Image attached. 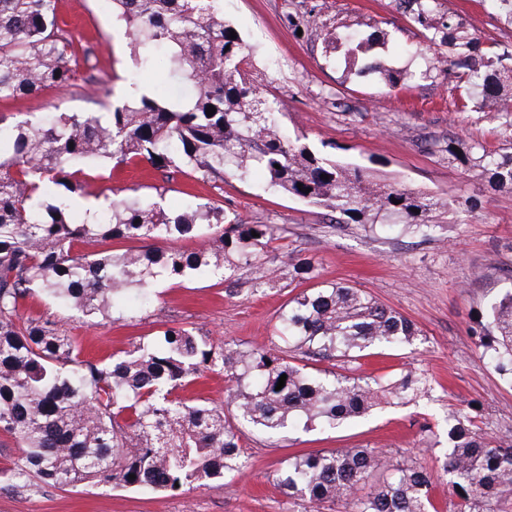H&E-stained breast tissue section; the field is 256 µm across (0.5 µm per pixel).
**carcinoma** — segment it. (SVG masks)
I'll return each mask as SVG.
<instances>
[{
	"label": "carcinoma",
	"instance_id": "carcinoma-1",
	"mask_svg": "<svg viewBox=\"0 0 512 512\" xmlns=\"http://www.w3.org/2000/svg\"><path fill=\"white\" fill-rule=\"evenodd\" d=\"M396 2L408 5L437 63L445 58L441 48L454 52L456 87L463 89L459 110L467 111L473 99L499 100L495 118L511 128L512 55L439 13L435 0ZM110 3L131 31L138 68L151 71L163 59L166 71L194 93L134 97L105 116L48 112L14 124L0 117V432L25 448L16 478L33 473L59 489L94 481L171 493L196 484L220 488L247 468L241 425L269 436L300 422L332 430L382 404L429 391L431 379L421 368L388 378L354 374L352 364L366 351L411 345L420 330L361 289L318 281L308 258L289 271L309 287L278 315L276 333L296 352L339 362L337 371L300 365L270 349L217 348L184 327H169L159 343L142 341L122 357L92 360L53 323L39 317L19 323L21 302L34 290L97 322L112 318L132 294L150 303L154 280L162 275L174 282L197 272L229 278L245 265L254 270L256 287L273 281L266 259L276 227L245 224L215 200L175 213L130 195L73 223L65 192H85L87 169L147 165L171 178L194 173L222 181L226 172L245 180L259 168L274 191L321 204L338 220L372 233L397 218L401 230L427 237L436 227L434 214L445 206L431 194L381 184L289 136L282 113L244 69L242 38H229L224 0ZM379 41L376 34L361 39L349 33L334 49L354 59ZM87 58L88 49L61 26L57 0H0V101L71 86ZM365 73L379 74L390 90L415 77L379 60L364 63L358 74ZM211 105L216 112L209 117ZM447 152L491 189L512 185V150L450 141ZM299 183L310 192L300 191ZM172 237L204 243L190 252L80 250L89 242ZM478 327L475 344L512 385V289ZM204 370L224 371L225 406L189 405L173 396ZM283 374L285 386L278 390ZM226 406L233 409L231 419ZM436 461L433 471L370 446L336 448L294 456L276 483L313 508L342 502L349 512H437L431 497L436 478L448 480L458 512H496L512 498V447L496 444L462 410L448 413V446Z\"/></svg>",
	"mask_w": 512,
	"mask_h": 512
}]
</instances>
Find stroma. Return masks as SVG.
I'll use <instances>...</instances> for the list:
<instances>
[{
    "instance_id": "obj_1",
    "label": "stroma",
    "mask_w": 512,
    "mask_h": 512,
    "mask_svg": "<svg viewBox=\"0 0 512 512\" xmlns=\"http://www.w3.org/2000/svg\"><path fill=\"white\" fill-rule=\"evenodd\" d=\"M437 9L512 54V28L497 19L487 0H437ZM59 14L76 40L94 48L93 79L37 97L0 101V114L9 120L95 111L85 98L89 87L115 106L132 95L133 44L111 7L100 0H60ZM224 17L249 45L251 75L283 112L291 136L378 180L398 181L447 201L451 211H439L438 229L427 238L397 230L372 234L359 224L337 223L335 212L325 206L270 190L260 173L220 183L118 170L90 182V200L99 208L133 189L143 200L173 211L188 209L200 198H218L245 223L276 225L269 263L274 286L255 289L252 269L242 267L229 281L213 275L180 284L158 278L149 308L128 301L120 319L105 326L57 307L38 292L23 301L21 316L57 322L94 358L122 355L140 338L180 326L217 345L270 348L278 343L279 313L300 290L288 270L309 258L321 279L365 290L420 331L412 345L363 358L361 373L379 376L420 367L432 376V388L410 403L384 405L332 431L298 429L274 441L245 430L244 474L229 478L221 489L201 487L177 495L104 482L59 489L33 476L16 479L22 444L0 433V512H305L302 502L274 483L290 457L368 445L431 468L436 451L427 438L446 441L445 419L455 408L470 411L495 442L512 445V386L493 371L471 336L480 313L512 289V187L486 188L475 174L450 163L445 151L449 140L458 138L507 147L512 130L490 120L488 103L472 112L457 111L459 91L452 75L423 77L429 55L398 53V46L422 42L423 31L395 0H224ZM378 30L388 39L375 46L373 56L412 71L409 86L390 91L376 75L356 76L327 47L329 37ZM472 197L478 207L469 212L464 202Z\"/></svg>"
}]
</instances>
